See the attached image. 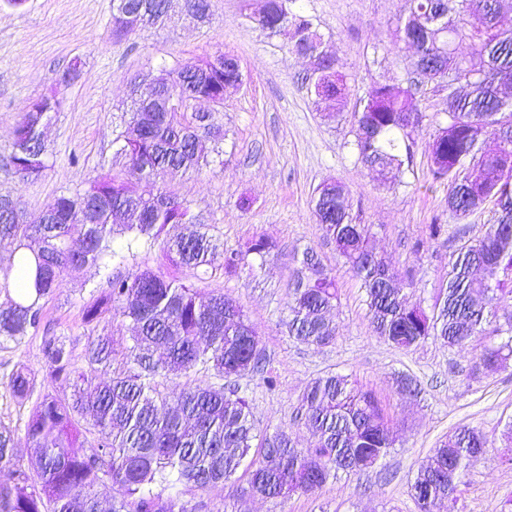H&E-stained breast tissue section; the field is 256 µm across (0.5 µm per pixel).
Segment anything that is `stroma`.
<instances>
[{"label":"stroma","mask_w":512,"mask_h":512,"mask_svg":"<svg viewBox=\"0 0 512 512\" xmlns=\"http://www.w3.org/2000/svg\"><path fill=\"white\" fill-rule=\"evenodd\" d=\"M211 4L209 21L198 23L184 16L182 0H171L169 23L118 40L110 24L112 0H26L19 8L0 0V194L33 213L83 188L111 163L112 132L130 107L131 80L157 75L179 60L234 54L243 82L224 92L223 154L202 173L173 172L137 180L136 187L146 196L163 191L188 202L197 223L225 248L245 249L260 236L276 242L277 254L264 264L233 277L217 270L192 281L201 295L216 291L233 299L258 330L279 385L268 390L252 374L234 384L260 429L287 433L299 448H312L314 438L298 415L299 398L312 379L333 371L357 379L387 405L396 444L372 468L339 473L312 495L265 500L238 495L229 485L189 490L180 484L170 486L169 494L190 501L196 512H418L411 484L419 465L440 440L466 426L486 436L490 452L471 467L459 512H501L512 500V466L498 459L503 432L512 423V366L472 376L476 356L492 342L488 336L453 348L431 337L407 350L374 336L360 282L313 214L315 188L326 180L342 182L357 223L369 227L376 254L400 274L412 301L427 309L447 284L455 251L481 236L492 218L488 203L457 220L448 210L447 186L430 175L427 144L447 122V89L431 85L418 95L421 121L412 134V160L399 180H374L353 150L360 101L375 83L402 81L413 68L411 53L393 45L406 0H293V11L313 19L347 79L348 103L332 119L326 106L313 104L310 60L289 52L286 38L265 37L249 21L260 0ZM75 61L80 67L74 80L59 84ZM50 93L61 105L46 131L48 168L39 178L19 180L9 163L14 128L33 100ZM432 224L449 225L451 232L429 239ZM307 250L332 271L338 288L330 314L338 337L326 347L298 343L286 331L289 284ZM104 281V272L95 269L66 275L35 332L0 348V422L15 426L28 413L6 387L16 368L34 373L46 391L67 390V382L46 376L43 337H65L76 369H86L82 309L88 284ZM404 375L417 380L418 396L400 393Z\"/></svg>","instance_id":"obj_1"}]
</instances>
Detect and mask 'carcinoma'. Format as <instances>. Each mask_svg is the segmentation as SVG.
Here are the masks:
<instances>
[{"label":"carcinoma","instance_id":"cac0c4a2","mask_svg":"<svg viewBox=\"0 0 512 512\" xmlns=\"http://www.w3.org/2000/svg\"><path fill=\"white\" fill-rule=\"evenodd\" d=\"M126 12L112 10V36L124 38L145 28L138 21L150 0H124ZM188 13L211 15V0H186ZM273 0L257 26L269 38L284 36L291 50L315 58L316 100L341 105L348 95L336 58L326 50L312 19ZM408 15L398 22L396 41L416 55L419 73L403 82L380 83L354 113L358 160L381 182L403 171L411 159V129L419 126L416 95L432 83L448 88V122L428 145L431 176L448 185V209L463 220L488 202L497 207L484 234L464 243L448 262V281L428 313L396 286L399 275L378 258L368 227L355 222L339 182L319 185L313 213L325 236L358 277L374 334L399 350L433 336L450 347L476 336H500L475 361L472 373L496 372L512 362V99L500 87L512 82V30L499 24L496 0H407ZM224 62H176L175 83L185 103L217 97L242 81L235 56ZM52 96L30 103L14 130L10 163L24 180L48 168L43 130L58 111ZM221 112H168L164 96L135 94V110L112 140V170L86 187L63 194L37 213L0 195V209L15 213L0 221V240L13 250L0 258V345L18 343L36 329L44 301L64 275L87 267L105 270L141 243L159 245L157 268L107 275L90 291L82 318L91 328L85 355L88 369L76 371L62 338L48 336L42 355L50 377L70 384L62 395L33 398L36 380L20 367L8 380L21 405L33 402L24 434L35 448L28 464L16 453L17 428L0 422V469L13 482L0 484V512H195L190 502L166 493L179 483L206 488L230 481L254 447L258 459L241 493L275 500L314 493L340 471L373 467L393 447L391 418L376 394L348 375L328 372L304 389L299 411L316 438L304 452L283 432L258 437L249 405L238 388L222 380L246 373L264 375L268 389L277 380L266 369L259 334L240 306L222 293L203 298L176 275L189 277L221 268L239 275L245 255L261 262L277 245L260 237L240 254L206 233L171 236L168 226L191 224L190 207L164 192L145 197L130 177L160 178L171 170L201 172L224 142ZM495 149L485 148L487 139ZM336 279L314 253L306 251L288 293V335L315 346L333 343L337 330L327 314L336 306ZM130 321V365L101 380L97 366L112 355L113 336L100 328L114 317ZM191 372L206 379L172 392L165 382ZM484 435L455 430L432 450L411 484L419 512L448 504L457 510L459 487L469 468L486 452ZM118 487L104 506L97 488ZM80 493H75L76 489Z\"/></svg>","mask_w":512,"mask_h":512}]
</instances>
